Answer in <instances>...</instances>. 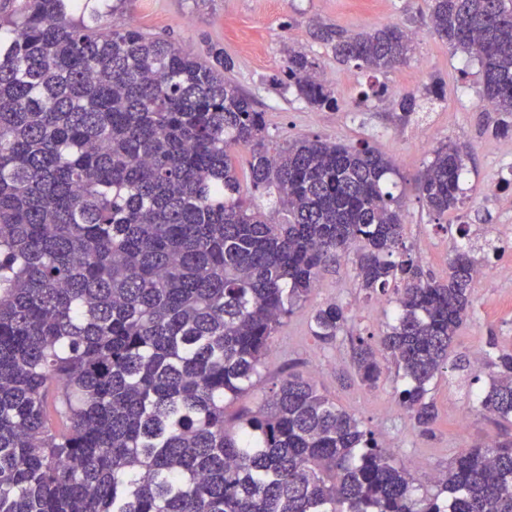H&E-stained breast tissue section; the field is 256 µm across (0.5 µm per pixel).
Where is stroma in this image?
<instances>
[{
  "label": "stroma",
  "mask_w": 512,
  "mask_h": 512,
  "mask_svg": "<svg viewBox=\"0 0 512 512\" xmlns=\"http://www.w3.org/2000/svg\"><path fill=\"white\" fill-rule=\"evenodd\" d=\"M101 11L105 23L134 24L199 57L210 45L223 46L234 62L230 79L265 114L270 144L316 135L346 145L366 143L391 156L401 175L404 241L426 276L446 279L455 248L483 247L495 226L512 225V208L502 204L512 190L494 179L497 170L512 168V134L494 135L500 115L483 101L477 59L453 51L431 31L426 0H123L117 9L103 0ZM391 23L416 38L407 61L380 75L339 63L331 44L319 37L324 28L356 32ZM292 50L315 59L336 108L309 106L293 91L271 85ZM374 81L397 96L416 95L422 111L400 123L394 103L362 98ZM422 128L430 133L425 144L417 139ZM448 141L467 153L460 181L464 197L458 208L437 217L423 207L415 178L433 150ZM497 245L489 258L494 271L476 280L472 311L457 332L448 369L436 380L438 420L432 432H420L399 407L393 376L365 386L354 374L348 342L323 345L311 335L313 310L330 301L346 308L354 332L365 337L381 336L391 321L392 303L367 298L347 259L325 273L309 300L278 326L254 388L228 405L227 416L256 408L288 371L312 376L323 394L392 448L417 483L427 484L428 472L447 469L461 450L500 431L474 402L489 387L488 371L476 361L488 337H503L512 346V278L497 272L512 265V239H498Z\"/></svg>",
  "instance_id": "1"
}]
</instances>
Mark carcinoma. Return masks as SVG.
<instances>
[{
	"instance_id": "cac0c4a2",
	"label": "carcinoma",
	"mask_w": 512,
	"mask_h": 512,
	"mask_svg": "<svg viewBox=\"0 0 512 512\" xmlns=\"http://www.w3.org/2000/svg\"><path fill=\"white\" fill-rule=\"evenodd\" d=\"M427 6L434 34L480 62L484 99L505 115L495 134L511 133L512 0ZM101 19L78 0H0V512H512L511 436L462 450L420 495L308 376L226 416L282 319L353 252L359 288L388 297L393 322L376 344L330 302L312 335L346 336L370 387L394 367L398 404L432 431L433 381L485 259L458 249L447 280L425 277L391 157L318 136L271 147L224 47L201 60ZM321 35L372 73L410 51L399 24ZM277 83L336 106L302 52ZM397 107L407 123L417 99ZM463 169L457 144L434 150L417 181L428 212L457 207ZM487 347L476 401L509 423L512 348Z\"/></svg>"
}]
</instances>
